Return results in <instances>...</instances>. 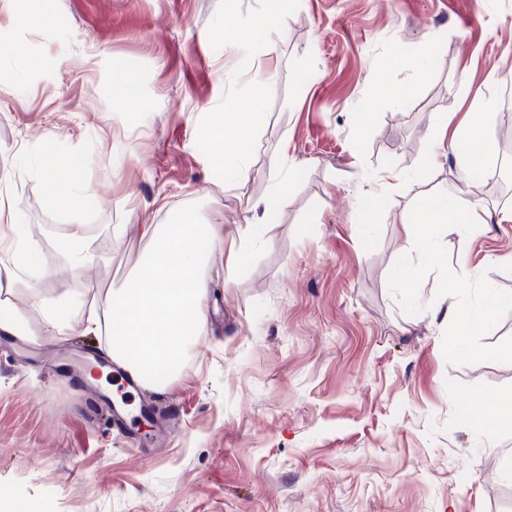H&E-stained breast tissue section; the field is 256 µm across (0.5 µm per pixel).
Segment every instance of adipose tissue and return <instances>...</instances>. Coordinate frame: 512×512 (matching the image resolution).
I'll return each instance as SVG.
<instances>
[{"mask_svg": "<svg viewBox=\"0 0 512 512\" xmlns=\"http://www.w3.org/2000/svg\"><path fill=\"white\" fill-rule=\"evenodd\" d=\"M493 109L491 101H481L475 118L453 131L447 121L439 122L440 131H451L462 165L473 167L478 154L489 151L485 117ZM253 121V113L228 112L214 116L207 126L212 165L223 174L225 190L236 189L247 168ZM43 175L53 185V204L74 211L85 205L87 198L71 159H57ZM12 180L11 170L0 171V332L16 336L28 332L25 314L11 305L19 274H27L32 303L46 330L107 337L113 358L149 385L179 375L189 346L203 327L206 283L200 268L204 261L224 250L229 262L237 264L263 244L258 225H240L237 238L228 244L213 225L181 215L166 224L142 225L141 236L149 250L121 287L52 296L40 286L45 277L40 244L22 232L17 216L4 202Z\"/></svg>", "mask_w": 512, "mask_h": 512, "instance_id": "1", "label": "adipose tissue"}]
</instances>
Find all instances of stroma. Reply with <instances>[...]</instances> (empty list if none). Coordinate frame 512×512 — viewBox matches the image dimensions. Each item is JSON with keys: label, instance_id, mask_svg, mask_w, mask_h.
I'll return each instance as SVG.
<instances>
[{"label": "stroma", "instance_id": "35a3bbf8", "mask_svg": "<svg viewBox=\"0 0 512 512\" xmlns=\"http://www.w3.org/2000/svg\"><path fill=\"white\" fill-rule=\"evenodd\" d=\"M45 5L55 22L38 30L0 11L16 49L0 58V169L15 173L45 288L119 287L148 249L140 225L182 213L227 240L260 225L266 245L202 266L206 320L181 375L140 394L181 409L152 445L113 432L105 404L53 369L59 350L102 337L38 333V359L0 348V487L21 512L46 499L52 512H512V430L490 442L467 419L512 395V363L445 359L456 301L437 297V272L415 316L388 287L413 248L411 205L445 191L483 219L443 232L450 262L471 278L496 262L495 287L512 292V189L476 181L433 139L436 118L468 123L481 95L496 102L489 133L512 114V0ZM230 11L248 39L229 49L215 34ZM128 81L138 98L116 110ZM229 95L261 114L233 192L204 141ZM67 155L88 196L75 213L51 207L38 176ZM70 224L96 247L79 272L55 247Z\"/></svg>", "mask_w": 512, "mask_h": 512}]
</instances>
